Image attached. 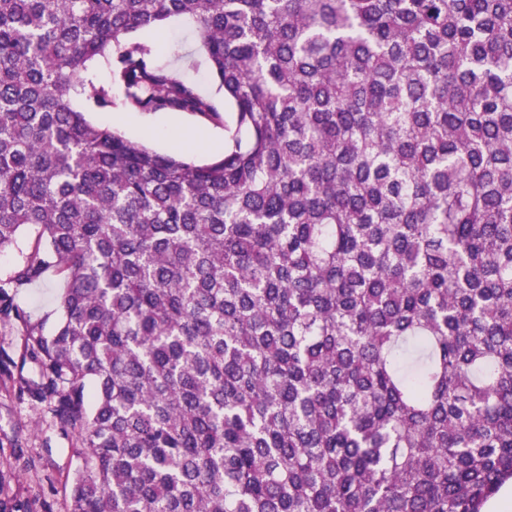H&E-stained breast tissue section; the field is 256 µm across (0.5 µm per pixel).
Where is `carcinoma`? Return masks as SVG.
Listing matches in <instances>:
<instances>
[{
	"mask_svg": "<svg viewBox=\"0 0 512 512\" xmlns=\"http://www.w3.org/2000/svg\"><path fill=\"white\" fill-rule=\"evenodd\" d=\"M189 19L219 119L139 30ZM68 512H483L512 480V0H0V250ZM158 30L140 32L136 38L146 41L156 48V61L161 66L177 68L182 75L190 81L200 84L203 92L210 96L218 107L220 120L213 122L190 114L180 112H130L125 109H117L112 112H98L92 109L86 101H77V107L83 110L86 118L94 124L108 125L118 130L130 140L142 142L160 153H180L184 157L199 164L209 163L224 153V125L233 127L235 124V112L226 105L224 96L218 90V83L209 74L204 57L200 53L190 55L193 36L191 27L183 19H172L164 24V28ZM113 114H124L134 117L136 123L132 126L119 125L112 121ZM161 117H174L180 121V126L169 131L168 145L162 143L157 135H148L150 124ZM204 135L212 138L208 147L195 146L192 154L184 151V146ZM36 238V232L25 227L15 244L0 251V282L21 262L23 256L30 252ZM62 288V281L49 270L40 281L26 288H4V292L26 312L32 323L42 324L44 333L51 334L61 319L59 297Z\"/></svg>",
	"mask_w": 512,
	"mask_h": 512,
	"instance_id": "1",
	"label": "carcinoma"
}]
</instances>
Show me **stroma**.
I'll return each mask as SVG.
<instances>
[{"instance_id":"35a3bbf8","label":"stroma","mask_w":512,"mask_h":512,"mask_svg":"<svg viewBox=\"0 0 512 512\" xmlns=\"http://www.w3.org/2000/svg\"><path fill=\"white\" fill-rule=\"evenodd\" d=\"M138 38L155 46L159 65L177 68L187 80L200 84L218 106L220 119L213 122L179 114V126L163 140L150 132L155 114L138 112L134 125L121 126V133L160 153L182 152L186 142L207 136L210 145L197 146L192 160L204 164L222 156L225 130L234 126L235 112L225 105L204 57L192 53L189 23L173 19L165 23L162 31H145ZM62 288V281L49 271L40 281L9 289L8 294L26 312L28 321L42 324L49 334L61 319ZM23 323L13 317L0 319V470L13 474L7 494L31 512H67L72 479L79 464L73 451L76 436L62 430L46 408L33 402L26 391V382L35 378L36 368L30 362L21 369L15 366L23 352Z\"/></svg>"}]
</instances>
